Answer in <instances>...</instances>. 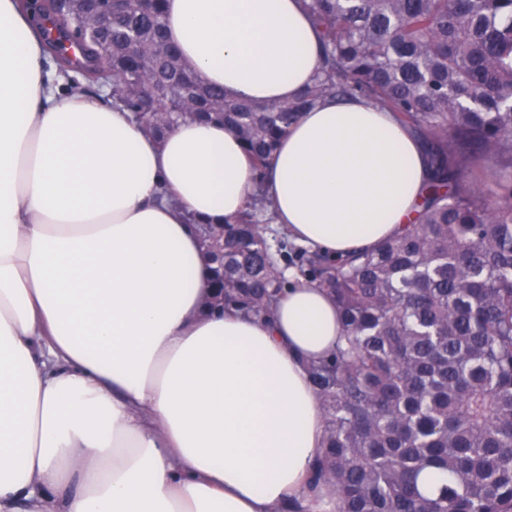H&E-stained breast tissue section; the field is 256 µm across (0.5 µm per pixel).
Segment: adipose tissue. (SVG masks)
I'll return each instance as SVG.
<instances>
[{
  "instance_id": "adipose-tissue-1",
  "label": "adipose tissue",
  "mask_w": 512,
  "mask_h": 512,
  "mask_svg": "<svg viewBox=\"0 0 512 512\" xmlns=\"http://www.w3.org/2000/svg\"><path fill=\"white\" fill-rule=\"evenodd\" d=\"M165 23L232 99L293 101L322 65L301 0H165ZM64 85L28 0H0V512H337L306 494L335 302L291 270L270 319L203 306L197 225L248 205L243 143L191 119L158 139ZM260 177L277 228L339 258L413 222L430 168L392 112L331 98Z\"/></svg>"
}]
</instances>
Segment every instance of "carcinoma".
<instances>
[{
	"label": "carcinoma",
	"mask_w": 512,
	"mask_h": 512,
	"mask_svg": "<svg viewBox=\"0 0 512 512\" xmlns=\"http://www.w3.org/2000/svg\"><path fill=\"white\" fill-rule=\"evenodd\" d=\"M322 67L290 103L232 100L167 40L162 0H44L59 71L112 86V104L159 137L183 118L220 120L257 179L299 113L364 98L420 139L431 168L416 222L375 250L333 259L269 241L264 189L224 233L210 305L272 313L289 266L325 289L344 342L309 374L325 452L309 481L339 512H512V0H302ZM112 10V22L96 26ZM499 156L487 191L465 159ZM448 474L432 495L419 478Z\"/></svg>",
	"instance_id": "1"
}]
</instances>
